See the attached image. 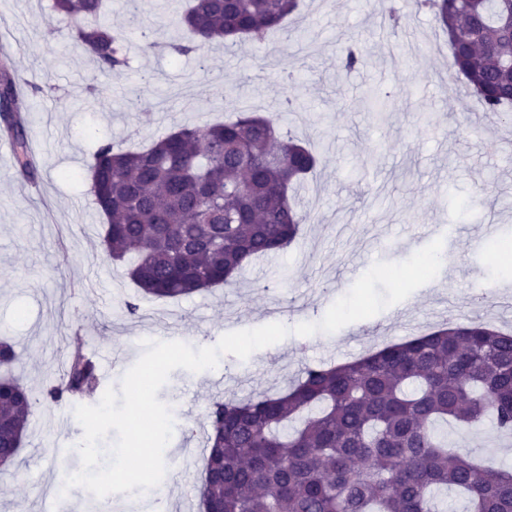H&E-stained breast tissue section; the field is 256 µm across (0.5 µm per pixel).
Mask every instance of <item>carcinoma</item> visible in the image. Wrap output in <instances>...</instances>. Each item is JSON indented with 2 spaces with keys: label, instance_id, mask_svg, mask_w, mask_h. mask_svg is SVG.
<instances>
[{
  "label": "carcinoma",
  "instance_id": "carcinoma-1",
  "mask_svg": "<svg viewBox=\"0 0 512 512\" xmlns=\"http://www.w3.org/2000/svg\"><path fill=\"white\" fill-rule=\"evenodd\" d=\"M448 35L450 67L484 105H512V0H415ZM300 0H189L185 36L165 42L159 16L145 50L198 54L214 43L256 45L298 11ZM99 70L128 67L123 36L104 0H52ZM14 166L37 182L30 130L15 76L4 77ZM316 155L271 116L243 113L183 127L144 150L110 141L91 163L89 193L107 217L102 245L142 295L172 299L232 282L259 257L298 237L305 216L296 187L315 175ZM13 345L0 339V462L19 464L36 399L14 375ZM97 367L75 346L43 399L94 392ZM489 418L512 433V333L483 322H448L339 364L309 365L284 391L217 400L206 415L199 490L203 512H442L453 489L466 512H512V469L480 466L448 447L437 423Z\"/></svg>",
  "mask_w": 512,
  "mask_h": 512
}]
</instances>
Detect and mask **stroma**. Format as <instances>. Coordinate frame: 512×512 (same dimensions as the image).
<instances>
[{
	"instance_id": "1",
	"label": "stroma",
	"mask_w": 512,
	"mask_h": 512,
	"mask_svg": "<svg viewBox=\"0 0 512 512\" xmlns=\"http://www.w3.org/2000/svg\"><path fill=\"white\" fill-rule=\"evenodd\" d=\"M51 0H0V50L24 75L26 118L36 141L37 186L0 157V335L18 353L15 373L34 395L54 382L74 341L97 363V404L144 352V340L215 345L226 333L321 320L374 262H399L443 238L448 274L379 314L330 335L295 334L216 369L174 370L158 392L175 418L164 454L163 512H200L198 487L212 402L285 388L308 365L364 355L373 338L395 343L417 325L480 319L512 329L501 307L512 245V122L484 111L449 66L446 34L403 0H301L265 45L219 46L173 58L133 52L121 74L98 71ZM396 8L409 40L384 27ZM39 15V27L27 19ZM360 50L344 67L342 46ZM296 99L283 112L279 104ZM277 116L315 149L316 175L299 190L307 220L286 250L232 285L181 299L137 294L100 245L104 216L88 192L99 143L132 147L185 126ZM138 305L129 313L127 302ZM74 403L39 405L16 469L0 473V512H62L90 494L52 486L79 470L83 437ZM448 442L512 467V436L491 423L448 426Z\"/></svg>"
}]
</instances>
